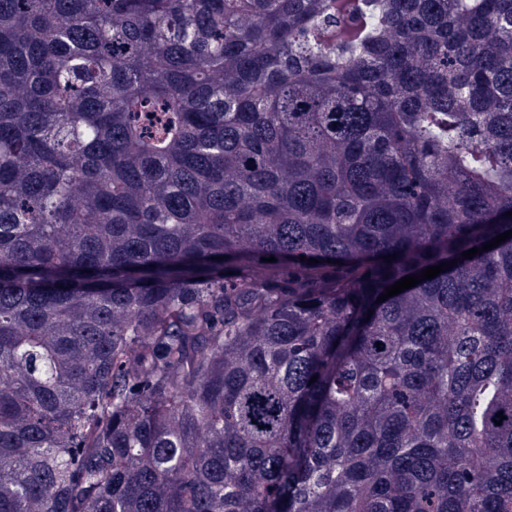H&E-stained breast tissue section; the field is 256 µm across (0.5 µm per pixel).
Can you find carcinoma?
Segmentation results:
<instances>
[{
  "mask_svg": "<svg viewBox=\"0 0 512 512\" xmlns=\"http://www.w3.org/2000/svg\"><path fill=\"white\" fill-rule=\"evenodd\" d=\"M508 211L512 0H0V512H512Z\"/></svg>",
  "mask_w": 512,
  "mask_h": 512,
  "instance_id": "1",
  "label": "carcinoma"
}]
</instances>
